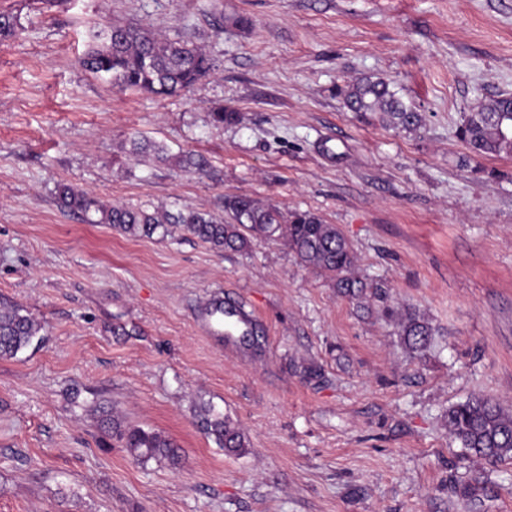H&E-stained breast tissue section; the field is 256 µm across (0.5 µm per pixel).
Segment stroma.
I'll list each match as a JSON object with an SVG mask.
<instances>
[{
	"label": "stroma",
	"mask_w": 512,
	"mask_h": 512,
	"mask_svg": "<svg viewBox=\"0 0 512 512\" xmlns=\"http://www.w3.org/2000/svg\"><path fill=\"white\" fill-rule=\"evenodd\" d=\"M0 299L42 325L0 358V512H512V459L476 458L448 409L512 412V156L471 157L464 112L512 95V0H0ZM245 17L249 27L234 26ZM201 46L189 91H122L82 70L94 23ZM391 82L417 134L350 112L339 86ZM221 106L232 125L214 124ZM139 137L204 171L125 153ZM223 216L243 195L338 225L374 286L365 305L282 243L219 252L133 237L55 202ZM225 293L259 319L229 348L201 310ZM433 328L408 349L393 320ZM213 406L246 434L225 454ZM180 447L134 460L102 411ZM198 421L203 430L214 439L220 448L232 455H242L248 448L245 433L227 416L215 413L211 407L202 406L197 412Z\"/></svg>",
	"instance_id": "35a3bbf8"
}]
</instances>
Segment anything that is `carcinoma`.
I'll use <instances>...</instances> for the list:
<instances>
[{"label":"carcinoma","mask_w":512,"mask_h":512,"mask_svg":"<svg viewBox=\"0 0 512 512\" xmlns=\"http://www.w3.org/2000/svg\"><path fill=\"white\" fill-rule=\"evenodd\" d=\"M22 33L13 14L0 12V38H17ZM79 64L121 90L154 95L187 90L210 70L208 56L189 41L164 38L147 25L114 23L89 28L87 49ZM337 93L349 111L376 119L385 128L417 134L425 126V116L381 78L364 77L337 88ZM457 134L475 157L512 156V96H498L473 107L465 113ZM128 146V153L135 157L151 154L159 162L170 161L163 147L137 137L129 139ZM56 199L61 208L89 224H108L134 237L150 236L161 228L166 234L188 233L215 250L233 252L247 250L254 237L280 240L302 263L326 274L340 296L361 301L372 288L356 275V255L342 231L310 211L284 213L248 196H231L224 199L227 218L223 220L194 210L172 213L156 209L149 213L131 205L106 204L65 184L58 188ZM398 326L405 345L415 352L424 350L433 336L432 327L414 313L404 314ZM41 330V324L23 307L0 300V358L16 356L39 337ZM197 418L226 453H245L248 439L228 417L204 405ZM101 423L105 432L137 460L179 462L178 445L161 433L126 426L108 412ZM448 428L476 457L492 462L512 459V414L489 399H470L449 408Z\"/></svg>","instance_id":"obj_1"}]
</instances>
